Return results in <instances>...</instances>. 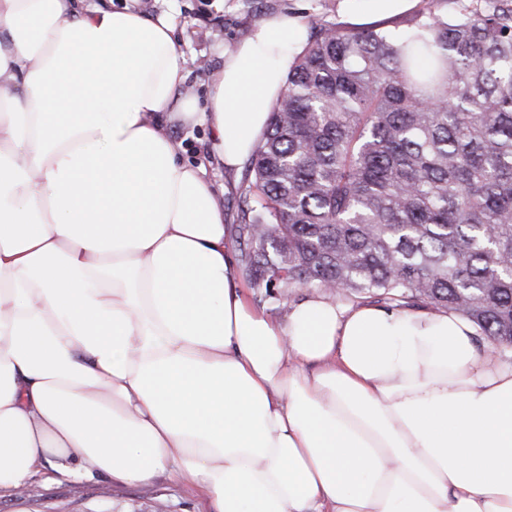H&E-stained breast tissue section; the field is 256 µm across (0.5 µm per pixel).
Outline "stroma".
Here are the masks:
<instances>
[{
    "label": "stroma",
    "mask_w": 512,
    "mask_h": 512,
    "mask_svg": "<svg viewBox=\"0 0 512 512\" xmlns=\"http://www.w3.org/2000/svg\"><path fill=\"white\" fill-rule=\"evenodd\" d=\"M340 0H137L149 16L168 15L176 26L188 74L187 86L197 99H205L211 72L223 64V54L251 33L270 14H289L302 20L326 15L342 27H352ZM170 132L182 144L187 160L204 162L205 177L224 205V221L236 225L241 208L238 187L241 173H230L211 155L210 134L200 126L177 124ZM0 512H213L199 493L157 475L145 485H123L96 474L73 480L45 466L30 478L24 493L1 495Z\"/></svg>",
    "instance_id": "obj_1"
}]
</instances>
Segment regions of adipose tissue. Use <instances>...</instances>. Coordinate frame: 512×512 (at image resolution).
I'll use <instances>...</instances> for the list:
<instances>
[{
    "label": "adipose tissue",
    "instance_id": "obj_1",
    "mask_svg": "<svg viewBox=\"0 0 512 512\" xmlns=\"http://www.w3.org/2000/svg\"><path fill=\"white\" fill-rule=\"evenodd\" d=\"M306 38L261 20L200 106L169 17L0 0V492L49 465L216 512H512V359L451 311L313 291L273 320L170 135L237 169Z\"/></svg>",
    "mask_w": 512,
    "mask_h": 512
}]
</instances>
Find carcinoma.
<instances>
[{"label":"carcinoma","mask_w":512,"mask_h":512,"mask_svg":"<svg viewBox=\"0 0 512 512\" xmlns=\"http://www.w3.org/2000/svg\"><path fill=\"white\" fill-rule=\"evenodd\" d=\"M377 25L324 18L245 163L246 278L454 310L512 350V0Z\"/></svg>","instance_id":"1"}]
</instances>
